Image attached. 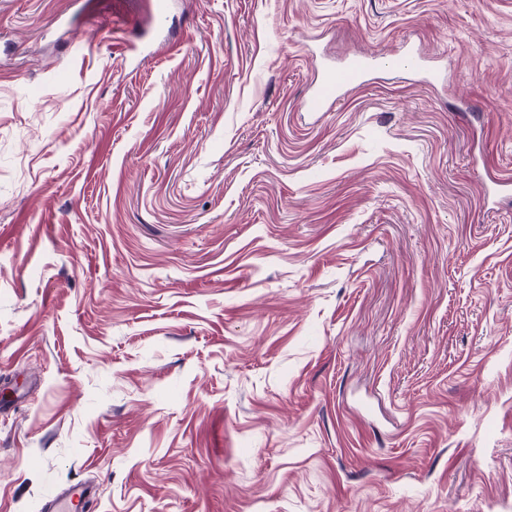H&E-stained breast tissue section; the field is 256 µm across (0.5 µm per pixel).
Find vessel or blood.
<instances>
[{
	"instance_id": "vessel-or-blood-1",
	"label": "vessel or blood",
	"mask_w": 512,
	"mask_h": 512,
	"mask_svg": "<svg viewBox=\"0 0 512 512\" xmlns=\"http://www.w3.org/2000/svg\"><path fill=\"white\" fill-rule=\"evenodd\" d=\"M422 61V56L407 51L388 59L357 55L340 65L323 63L304 108L309 112L329 111L345 92L364 84L374 71L382 68L413 70L420 68ZM95 501V486L77 483L49 494L41 505V512H88Z\"/></svg>"
}]
</instances>
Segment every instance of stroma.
I'll use <instances>...</instances> for the list:
<instances>
[{"instance_id":"1","label":"stroma","mask_w":512,"mask_h":512,"mask_svg":"<svg viewBox=\"0 0 512 512\" xmlns=\"http://www.w3.org/2000/svg\"><path fill=\"white\" fill-rule=\"evenodd\" d=\"M153 3L0 0V512H512V0ZM424 61L419 54L404 52L388 59L356 55L341 65L323 63L317 71L314 90L304 102L307 112H328L343 94L361 86L366 78L382 67L393 71L420 69ZM96 488L77 483L49 494L41 505L42 512H83L93 507Z\"/></svg>"}]
</instances>
